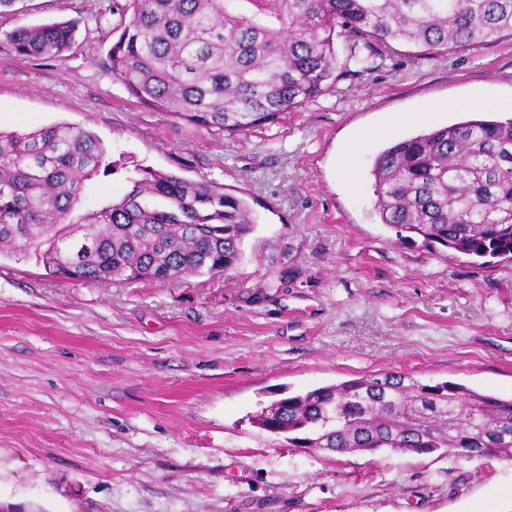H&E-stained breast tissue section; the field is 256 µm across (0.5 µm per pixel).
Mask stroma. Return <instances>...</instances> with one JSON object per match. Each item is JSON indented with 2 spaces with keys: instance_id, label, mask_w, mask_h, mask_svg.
Wrapping results in <instances>:
<instances>
[{
  "instance_id": "stroma-1",
  "label": "stroma",
  "mask_w": 512,
  "mask_h": 512,
  "mask_svg": "<svg viewBox=\"0 0 512 512\" xmlns=\"http://www.w3.org/2000/svg\"><path fill=\"white\" fill-rule=\"evenodd\" d=\"M126 0L0 11V130L69 123L118 173L141 165L244 198L259 221L229 272L76 282L0 259V505L20 512H512V461L289 447L260 406L397 371L512 397V258L398 240L374 211L387 144L506 119L512 39L437 56L393 44L274 123L229 136L141 105L106 66ZM78 20L59 57L15 56V27ZM429 113L426 123L396 114ZM366 140L358 150L350 144Z\"/></svg>"
}]
</instances>
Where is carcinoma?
<instances>
[{
  "instance_id": "1",
  "label": "carcinoma",
  "mask_w": 512,
  "mask_h": 512,
  "mask_svg": "<svg viewBox=\"0 0 512 512\" xmlns=\"http://www.w3.org/2000/svg\"><path fill=\"white\" fill-rule=\"evenodd\" d=\"M108 53L113 77L140 104L189 125L238 135L329 90L342 68H369L405 42L431 54L512 37V0H127ZM70 20L18 26L20 57H58ZM112 174L92 132L61 123L0 132V257L33 249L51 275L165 284L230 271L255 217L207 181L135 169L120 199L74 220L89 182ZM375 209L416 234L479 258L512 255V118L469 119L384 148L374 159ZM256 427L293 448L383 449L512 460V399L400 372L369 374L261 408Z\"/></svg>"
}]
</instances>
